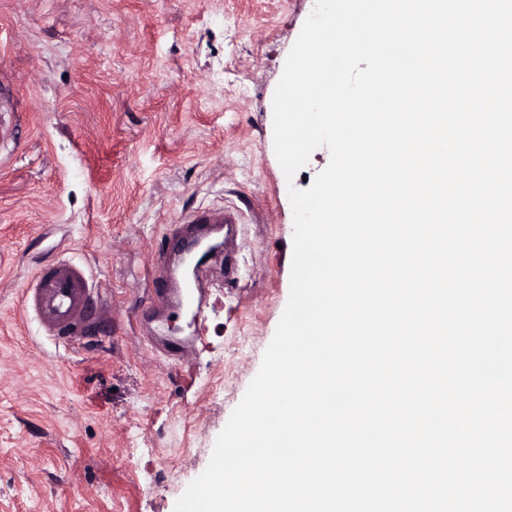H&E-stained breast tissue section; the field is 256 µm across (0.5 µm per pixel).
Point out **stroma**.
<instances>
[{
	"instance_id": "1",
	"label": "stroma",
	"mask_w": 512,
	"mask_h": 512,
	"mask_svg": "<svg viewBox=\"0 0 512 512\" xmlns=\"http://www.w3.org/2000/svg\"><path fill=\"white\" fill-rule=\"evenodd\" d=\"M315 0H0V512H174L258 373L289 297V187L272 100ZM211 207L241 215L192 310L154 292L159 244ZM69 258L109 311L82 345L39 335L21 294Z\"/></svg>"
}]
</instances>
